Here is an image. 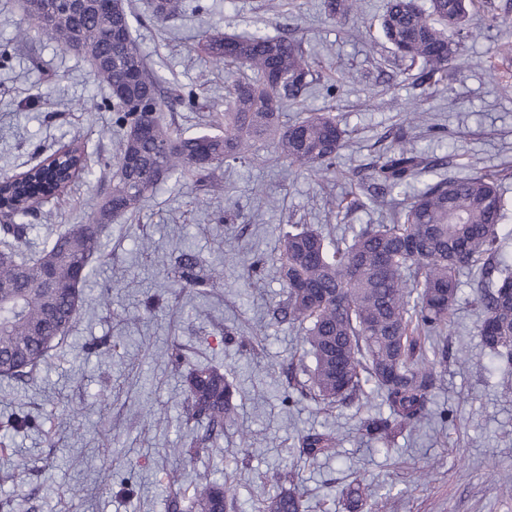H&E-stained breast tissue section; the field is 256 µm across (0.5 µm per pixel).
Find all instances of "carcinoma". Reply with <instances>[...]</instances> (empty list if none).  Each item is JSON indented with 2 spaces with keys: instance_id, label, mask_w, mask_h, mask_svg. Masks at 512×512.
Returning a JSON list of instances; mask_svg holds the SVG:
<instances>
[{
  "instance_id": "carcinoma-1",
  "label": "carcinoma",
  "mask_w": 512,
  "mask_h": 512,
  "mask_svg": "<svg viewBox=\"0 0 512 512\" xmlns=\"http://www.w3.org/2000/svg\"><path fill=\"white\" fill-rule=\"evenodd\" d=\"M23 0L27 26L0 43L7 59L31 34L48 35L66 50L75 40L91 42L84 55L94 75L110 91L114 124L124 130L110 192L97 203L91 222L78 224L45 242L33 258L20 251L34 225L25 222L29 196L64 192L90 174L78 144L48 159L54 182L41 177L43 163L21 173L11 194L21 197L13 223L0 228V379L33 378L48 353L67 335L82 303V286L99 254L106 225L135 214L147 194L187 172L205 181L233 163L249 161L252 142L273 140L277 159L321 175L329 172L344 146L347 130L329 112H312L293 124L281 122L284 108L315 81V61L300 40L251 33H205L198 51L213 64L237 73L224 97V122L186 136L164 124L159 113L175 104L194 106L196 92L162 88L146 55L131 34L132 12L125 0ZM478 0H388L381 17L383 38L395 56L421 64L420 78H448L465 51L464 38ZM358 0H326L332 20L357 10ZM182 0H154L152 18L163 23ZM109 61L107 67L97 59ZM448 167V156L428 155L400 142L373 166L370 178L389 205L388 222L366 224L351 238H329L313 227L290 231L281 240L278 263L283 283L277 311L303 331L301 342L313 359L309 385L298 390L325 408L360 400L365 385L387 407L361 421L359 431L384 445L400 429L430 413L437 369L448 362V322L458 297L459 275L478 271L476 305L482 347L512 371V266L500 260L499 245L512 236L502 224L505 201L497 178L440 174L411 202L396 194L409 181ZM199 263L182 254L179 279L193 288L221 280L222 273L198 274ZM187 420L219 437L236 422L237 389L213 365H197L187 377ZM331 432L298 439L299 457L316 460L336 454ZM348 496L365 506L376 493L356 482ZM189 512H235L232 480L208 477L193 486ZM302 501L282 489L260 512H302Z\"/></svg>"
}]
</instances>
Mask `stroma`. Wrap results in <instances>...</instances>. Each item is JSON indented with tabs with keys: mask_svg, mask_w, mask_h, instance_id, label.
Listing matches in <instances>:
<instances>
[{
	"mask_svg": "<svg viewBox=\"0 0 512 512\" xmlns=\"http://www.w3.org/2000/svg\"><path fill=\"white\" fill-rule=\"evenodd\" d=\"M199 2L205 12L195 11ZM483 2L485 17L470 26L455 76L432 87L382 40L386 0H361L359 14L337 21L327 19L323 0H185L184 11L161 24L150 17V0H130L132 33L150 67L197 90L200 109L166 113L185 134L202 131L224 108L225 70L196 50L216 28L304 40L319 62L317 79L284 120L328 110L349 136L327 176L282 163L272 142L259 140L251 162L216 170L218 191L187 176L112 223L62 346L35 380H0V441L9 446L0 453V512H171V501L187 503L201 477L225 473L242 512H259L286 473L304 512H347L342 491L356 478L377 491L382 512H512V374L482 350L469 272L459 277L448 365L430 415L386 447L358 431L379 410L378 398L329 412L295 400L307 376L297 328L273 314L282 284L272 267L246 270L253 259L276 256L291 225L379 223L383 211L366 187L372 164L394 149L395 132L419 151L450 155L462 176L512 167V57H497L512 47V0ZM107 95L82 57L44 35L0 64V178L71 143L94 171L32 216L28 251L86 223L104 194L117 142ZM413 112L423 121L412 123ZM340 200L345 209H337ZM184 252L203 270H221L222 281L199 290L181 283ZM243 336L251 344L241 345ZM176 347L186 364L172 363ZM197 364L218 366L234 381L238 424L251 436L245 442L228 429L212 454L176 458L173 449L192 438L185 381ZM16 417L29 427L13 429ZM323 430L340 440L335 455L300 458L298 437ZM171 468L183 470L181 486L163 485ZM75 486L83 498L71 497Z\"/></svg>",
	"mask_w": 512,
	"mask_h": 512,
	"instance_id": "obj_1",
	"label": "stroma"
}]
</instances>
